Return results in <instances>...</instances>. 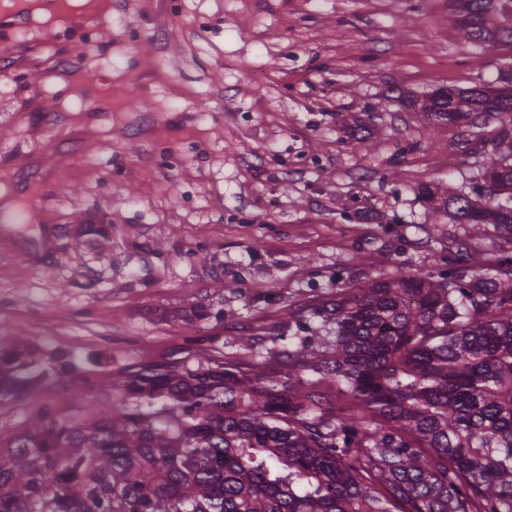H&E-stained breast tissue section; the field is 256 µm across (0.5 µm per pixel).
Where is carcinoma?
Masks as SVG:
<instances>
[{
	"instance_id": "1",
	"label": "carcinoma",
	"mask_w": 512,
	"mask_h": 512,
	"mask_svg": "<svg viewBox=\"0 0 512 512\" xmlns=\"http://www.w3.org/2000/svg\"><path fill=\"white\" fill-rule=\"evenodd\" d=\"M468 47L512 46V0H448ZM410 107L487 141L467 189L417 195L474 234L432 267L338 288L230 351L188 347L112 375L80 419L48 401L0 440V512H512V73ZM62 369L0 336V408Z\"/></svg>"
}]
</instances>
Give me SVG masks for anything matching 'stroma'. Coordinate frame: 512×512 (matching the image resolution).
Here are the masks:
<instances>
[{
  "label": "stroma",
  "mask_w": 512,
  "mask_h": 512,
  "mask_svg": "<svg viewBox=\"0 0 512 512\" xmlns=\"http://www.w3.org/2000/svg\"><path fill=\"white\" fill-rule=\"evenodd\" d=\"M508 67L448 0H0V336L75 366L28 403L84 416L121 366L428 266L452 227L414 190L475 164L391 91Z\"/></svg>",
  "instance_id": "35a3bbf8"
}]
</instances>
